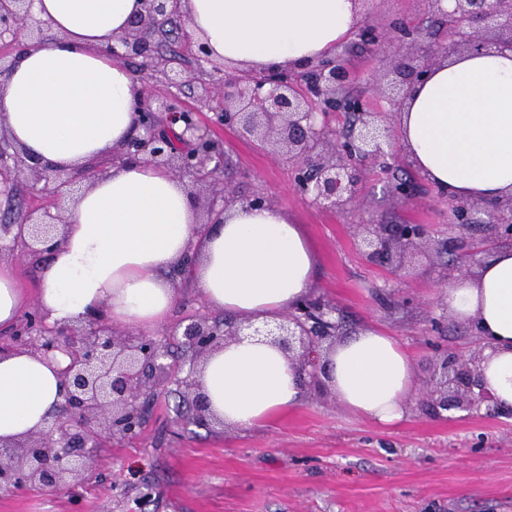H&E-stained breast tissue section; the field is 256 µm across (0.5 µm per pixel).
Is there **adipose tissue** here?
I'll return each instance as SVG.
<instances>
[{
	"label": "adipose tissue",
	"instance_id": "obj_1",
	"mask_svg": "<svg viewBox=\"0 0 512 512\" xmlns=\"http://www.w3.org/2000/svg\"><path fill=\"white\" fill-rule=\"evenodd\" d=\"M138 0H34L46 40L26 42L0 89L11 141L51 170L88 172L61 244L40 270L39 305L49 324L96 313L133 328L170 315L166 271L198 252L195 285L208 305L265 320L308 296L315 253L278 207L225 209L197 237L193 190L169 172L127 163L91 165L121 146L141 88L110 46ZM188 29L235 70L305 65L334 52L359 16L357 0H184ZM402 144L429 182L460 199L512 195V54L464 55L436 66L399 116ZM448 309L477 320L488 342L482 385L512 407V248H500L448 288ZM325 380L354 414L380 424L403 415L413 362L390 336L365 329L324 356ZM202 388L226 424L250 428L303 400L304 380L278 347L246 338L205 364ZM57 366L30 353L0 355V439L42 428L62 401Z\"/></svg>",
	"mask_w": 512,
	"mask_h": 512
}]
</instances>
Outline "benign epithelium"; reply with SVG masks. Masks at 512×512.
<instances>
[{
    "mask_svg": "<svg viewBox=\"0 0 512 512\" xmlns=\"http://www.w3.org/2000/svg\"><path fill=\"white\" fill-rule=\"evenodd\" d=\"M33 0H0V40H30L44 37L45 23L34 17ZM429 16L451 19L456 29L448 42L421 49V32L407 19L385 27L368 20L358 22L354 35L370 49L386 48L398 59L391 90L381 89L390 104L400 106L415 85L426 81L435 65L453 55L481 54L496 49L512 53V37L493 40L481 25L492 22L512 32V0H423ZM182 0H142L141 11L125 32L113 38L115 61L141 59L147 77L165 62L159 50V35L171 27L180 35V54L198 62H212L207 46L191 37L185 27ZM347 71L340 55L333 53L304 67L283 66L259 74L243 71L222 87L216 122L233 129L238 136L269 148L275 157L292 162L300 195L312 204L332 210L363 205L361 181L369 163L409 159L404 147L392 136L388 113L371 112L358 99L344 94ZM351 112L354 121L344 136L331 126L335 112ZM138 130L123 147L112 154L110 164L144 161L171 173L186 172L197 186L213 191L212 206L227 207L238 201L249 207H265L271 200L255 194L237 199L234 188L218 179L223 149L204 128L196 113L178 104L177 98L152 103L144 94ZM181 123L186 150L169 144L171 125ZM22 151L8 154L0 147V184L4 187L24 169L35 176L33 186L51 197L53 210L30 211L16 224L3 225L13 241L33 251L54 248L61 241L58 225L63 210L79 191L78 174L47 170L38 162L26 163ZM450 231L463 232L474 216H483L486 246L470 247L454 260L459 274L471 272L476 255L494 245H512V196L495 202L456 201ZM425 224H375L366 234H357V245L373 264L392 272L402 264L407 251L429 237ZM335 308L306 297L271 321L244 318L220 323L207 316H188L174 327L176 337L190 358L171 359L166 340L142 332L118 334L90 316L81 330L45 325L40 312L30 313L0 342V353L34 351L46 360L63 357L58 368L63 401L59 411L43 429L12 442H0V490L23 491L39 488L68 490L98 463V442L115 435L134 437L143 429L146 406L158 389L174 384L191 397L193 422L207 426L214 419L199 381V366L212 353L230 342L261 338L279 347L301 371L316 378L318 347L335 341L339 331ZM485 341L468 355H448L440 364V380L424 392L433 412L469 411L491 403L482 388L480 364Z\"/></svg>",
    "mask_w": 512,
    "mask_h": 512,
    "instance_id": "1",
    "label": "benign epithelium"
}]
</instances>
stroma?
Returning <instances> with one entry per match:
<instances>
[{"label":"stroma","instance_id":"1","mask_svg":"<svg viewBox=\"0 0 512 512\" xmlns=\"http://www.w3.org/2000/svg\"><path fill=\"white\" fill-rule=\"evenodd\" d=\"M365 11L375 23L405 18L419 24L423 40H445L422 0H367ZM339 51L347 92L370 111L386 108L373 85L390 82V58L351 35ZM213 135L224 146L222 177L237 195L268 193L301 224L317 257L311 294L335 304L343 335L376 328L411 356L414 387L402 420L382 426L359 417L319 379L307 381L297 407L253 428L197 427L183 420L182 397L163 389L138 437L100 440V461L75 490H0V512H512V417L485 407L437 415L421 395L443 351L464 352L478 341L474 324L449 312L440 287L449 255L413 250L392 276L362 257L353 235L357 224H426L445 239L452 219L447 197L415 167L371 166L362 180L364 209H325L300 196L288 162L232 129L217 126ZM400 175L417 183L411 202L385 190ZM29 181L21 173L14 189L0 191V225L49 206V197L31 193ZM40 262L0 242V263L12 267L27 313L37 308ZM172 286L177 303L153 327L159 336L203 309L192 280L178 278Z\"/></svg>","mask_w":512,"mask_h":512}]
</instances>
